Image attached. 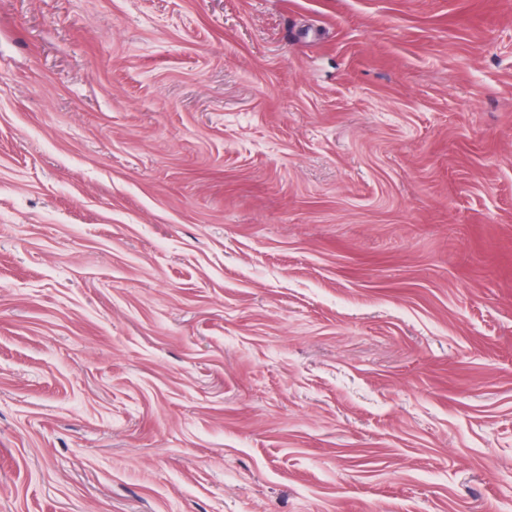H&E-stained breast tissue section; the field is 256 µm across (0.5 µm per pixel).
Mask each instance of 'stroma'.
I'll use <instances>...</instances> for the list:
<instances>
[{
	"label": "stroma",
	"mask_w": 512,
	"mask_h": 512,
	"mask_svg": "<svg viewBox=\"0 0 512 512\" xmlns=\"http://www.w3.org/2000/svg\"><path fill=\"white\" fill-rule=\"evenodd\" d=\"M0 512H512V0H0Z\"/></svg>",
	"instance_id": "obj_1"
}]
</instances>
